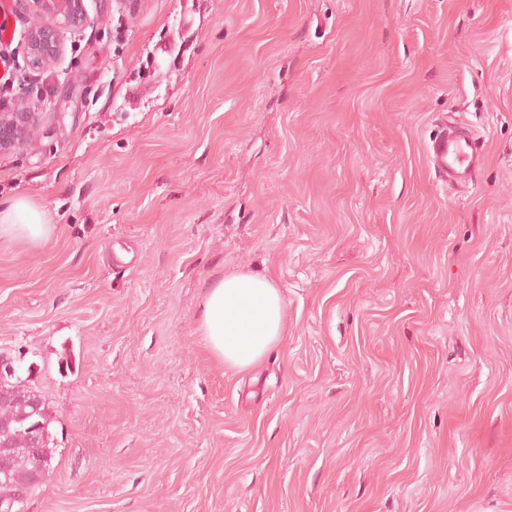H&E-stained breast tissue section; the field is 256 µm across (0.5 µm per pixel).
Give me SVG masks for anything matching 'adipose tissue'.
I'll list each match as a JSON object with an SVG mask.
<instances>
[{
	"label": "adipose tissue",
	"mask_w": 512,
	"mask_h": 512,
	"mask_svg": "<svg viewBox=\"0 0 512 512\" xmlns=\"http://www.w3.org/2000/svg\"><path fill=\"white\" fill-rule=\"evenodd\" d=\"M53 231L46 212L26 199L0 206V240L37 244ZM284 319L283 297L275 282L238 272L205 286L196 331L217 363L243 370L282 340Z\"/></svg>",
	"instance_id": "adipose-tissue-1"
}]
</instances>
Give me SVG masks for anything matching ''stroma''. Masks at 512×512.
I'll return each mask as SVG.
<instances>
[{"label": "stroma", "instance_id": "stroma-1", "mask_svg": "<svg viewBox=\"0 0 512 512\" xmlns=\"http://www.w3.org/2000/svg\"><path fill=\"white\" fill-rule=\"evenodd\" d=\"M0 153V350L53 417L28 512H512V0H85ZM485 142L466 185L436 120ZM269 276L254 368L196 332L211 279ZM26 103L18 104L13 112L0 113V152L23 148L33 137L40 112H31ZM55 229L45 211L25 198H16L0 205V240L37 244L47 240Z\"/></svg>", "mask_w": 512, "mask_h": 512}]
</instances>
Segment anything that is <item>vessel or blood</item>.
Masks as SVG:
<instances>
[{"label":"vessel or blood","instance_id":"vessel-or-blood-1","mask_svg":"<svg viewBox=\"0 0 512 512\" xmlns=\"http://www.w3.org/2000/svg\"><path fill=\"white\" fill-rule=\"evenodd\" d=\"M476 141L456 124L440 122L428 144V153L440 175L472 178L476 171Z\"/></svg>","mask_w":512,"mask_h":512}]
</instances>
